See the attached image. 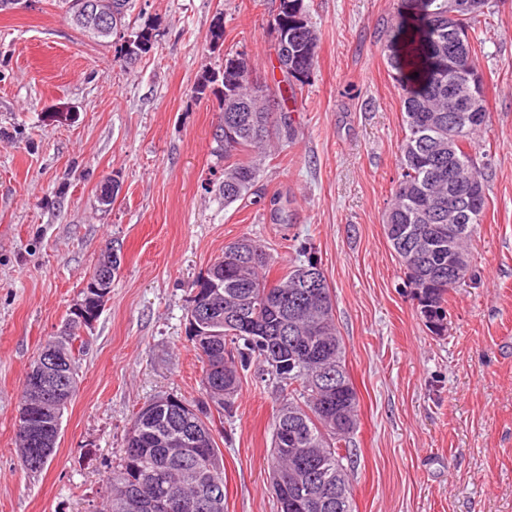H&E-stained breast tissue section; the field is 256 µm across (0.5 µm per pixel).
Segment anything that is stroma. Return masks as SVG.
Listing matches in <instances>:
<instances>
[{"label":"stroma","mask_w":512,"mask_h":512,"mask_svg":"<svg viewBox=\"0 0 512 512\" xmlns=\"http://www.w3.org/2000/svg\"><path fill=\"white\" fill-rule=\"evenodd\" d=\"M319 47L289 107L292 142L256 195L225 205L212 134L225 54L274 85L278 0H135L153 44L135 62L73 27L56 0L0 13V512H101L134 414L173 392L205 400L190 285L242 236L274 261L321 264L360 399L354 512H512V0L480 17L491 154L472 273L434 333L382 226L399 172L401 90L385 63L401 0H305ZM222 46L211 47L215 22ZM120 185L99 201L104 179ZM120 266L83 337L55 454L23 468L14 423L41 346L64 327L105 247ZM283 395L243 371L219 446L224 512H277L267 457Z\"/></svg>","instance_id":"1"}]
</instances>
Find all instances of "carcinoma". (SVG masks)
<instances>
[{"label":"carcinoma","instance_id":"cac0c4a2","mask_svg":"<svg viewBox=\"0 0 512 512\" xmlns=\"http://www.w3.org/2000/svg\"><path fill=\"white\" fill-rule=\"evenodd\" d=\"M416 3V15L407 22L399 14L397 34L387 46L386 62L393 79L402 91V121L404 137L401 144L400 172L394 182L391 199L382 214L383 229L389 226L429 230L439 224L467 225L460 238L461 248H467L478 224L482 223L487 207L486 185L480 171L479 157L472 152L476 136L488 125V112L475 118L462 119L453 127L456 144L453 158L440 151L439 143L448 140V113L461 112L448 98V86L455 80H476L484 83L478 64L476 45L482 44L476 35L477 14H467L453 23L448 13V0H403ZM134 0H112L121 14L122 25L132 34L151 40L152 28L135 29L131 25ZM463 33L466 50L463 56L453 53L448 40V27ZM300 42L292 45L288 59L278 55L279 66L290 60L311 70L315 66L318 35L311 21H306ZM240 70L224 72L220 106L224 124L217 125L213 140L218 150L229 159L246 153L251 160L234 162L224 167V205L244 199L255 188L260 168L257 158L275 150L274 130L281 127L293 134L291 113L285 110L288 97L296 94L303 84L286 82V88L269 87L258 81L245 56H240ZM479 181L481 207L460 218L448 215V194H465L473 180ZM400 265L407 287L414 290L420 314L435 333L443 329L446 311L444 303L448 290L458 284L448 274V249L432 251L419 261H413L392 234H387ZM245 255L260 253L264 259L249 261L224 271L221 289L218 327L223 335L215 345L197 344L194 333L189 341L203 364L202 386L214 397L218 409L228 412L240 383V371L256 362L262 375L280 384L288 398L280 406L272 424V448L268 458L272 487L284 486L292 494L304 488L315 499L309 512H354L350 488L352 449L351 433L336 429V418L358 417V396L345 363V347L338 335L334 301L329 284L320 295L305 296L301 272L320 266L315 257L289 268L276 280L269 279L271 257L263 245L251 238H242L225 246ZM288 300L296 324L295 338L302 343L290 349L278 361L267 355L265 336L273 335L286 314L280 301ZM319 349L323 358L313 363L305 350ZM84 345L71 348L58 375L60 386L74 397L79 375L76 354ZM325 368L342 371L347 397L339 414L322 410L323 400L316 389L319 373ZM201 425L209 431V444L197 451L199 460L186 455L175 458L167 448L169 439L181 435L185 422L173 406L156 407L154 414L138 411L128 428L118 465L107 477L105 485L106 512H148L139 508L132 493L140 486L143 492L170 491L187 500L198 498L201 486L208 482L224 484L223 452L213 430L211 415L203 413ZM292 426L296 440L282 446L281 427ZM21 453L33 455L27 471L37 474L52 459L57 442L45 443L34 450L28 436L16 431Z\"/></svg>","mask_w":512,"mask_h":512}]
</instances>
